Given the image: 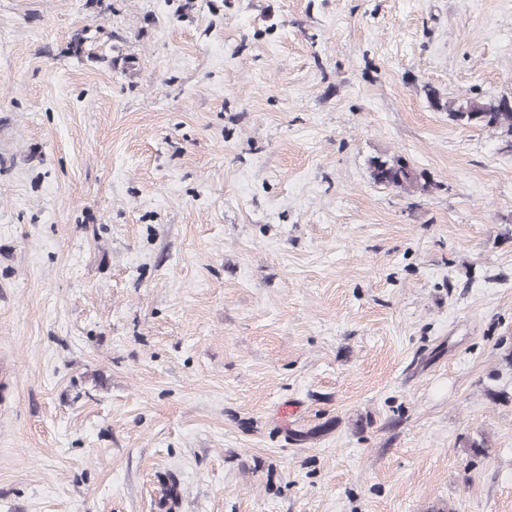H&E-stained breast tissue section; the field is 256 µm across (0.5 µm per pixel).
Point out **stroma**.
Instances as JSON below:
<instances>
[{"label":"stroma","instance_id":"stroma-1","mask_svg":"<svg viewBox=\"0 0 512 512\" xmlns=\"http://www.w3.org/2000/svg\"><path fill=\"white\" fill-rule=\"evenodd\" d=\"M474 97L512 0H0V512H512ZM370 168L372 178L376 183L400 188H420L422 190L428 187V182L423 173H418L402 156L390 160L375 157L370 161Z\"/></svg>","mask_w":512,"mask_h":512}]
</instances>
